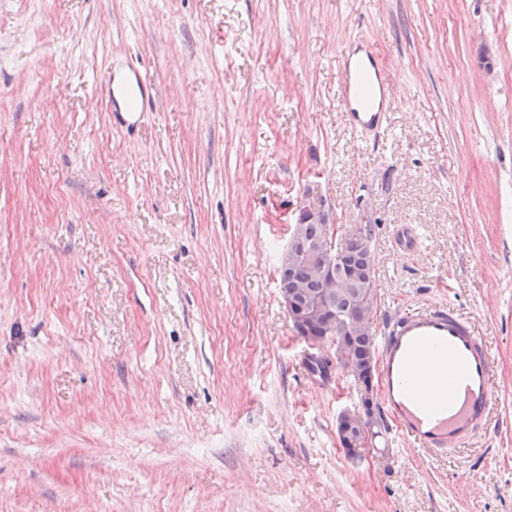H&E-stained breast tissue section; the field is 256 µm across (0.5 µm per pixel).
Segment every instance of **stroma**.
I'll list each match as a JSON object with an SVG mask.
<instances>
[{
    "label": "stroma",
    "mask_w": 512,
    "mask_h": 512,
    "mask_svg": "<svg viewBox=\"0 0 512 512\" xmlns=\"http://www.w3.org/2000/svg\"><path fill=\"white\" fill-rule=\"evenodd\" d=\"M356 39L390 82L366 141ZM116 60L153 81L129 137ZM311 196L372 225L376 319L473 321L485 439L340 446L362 390L278 294ZM0 512H512V0H0ZM368 41L350 44L342 55L340 104L346 121L361 136L377 133L386 121L387 77Z\"/></svg>",
    "instance_id": "1"
}]
</instances>
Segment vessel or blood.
I'll use <instances>...</instances> for the list:
<instances>
[{"mask_svg":"<svg viewBox=\"0 0 512 512\" xmlns=\"http://www.w3.org/2000/svg\"><path fill=\"white\" fill-rule=\"evenodd\" d=\"M368 41L348 46L342 56L340 104L360 135L378 132L386 121L387 77ZM147 74L108 69L107 100L123 97L116 125L132 130L150 108ZM377 407L396 436L430 457L475 444L489 428L495 407L493 364L473 322L445 305H418L389 313L379 325L376 357ZM456 404L442 397L448 387Z\"/></svg>","mask_w":512,"mask_h":512,"instance_id":"b4317fda","label":"vessel or blood"}]
</instances>
